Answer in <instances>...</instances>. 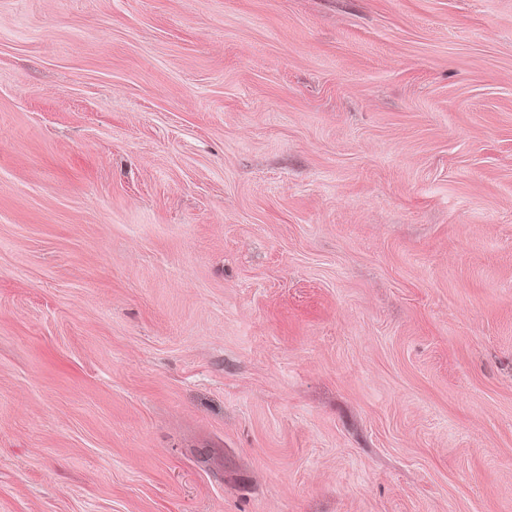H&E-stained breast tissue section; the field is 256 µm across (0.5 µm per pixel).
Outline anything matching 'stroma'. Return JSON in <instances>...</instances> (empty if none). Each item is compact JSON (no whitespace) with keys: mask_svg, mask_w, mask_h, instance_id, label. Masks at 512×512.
<instances>
[{"mask_svg":"<svg viewBox=\"0 0 512 512\" xmlns=\"http://www.w3.org/2000/svg\"><path fill=\"white\" fill-rule=\"evenodd\" d=\"M0 512H512V0H0Z\"/></svg>","mask_w":512,"mask_h":512,"instance_id":"35a3bbf8","label":"stroma"}]
</instances>
